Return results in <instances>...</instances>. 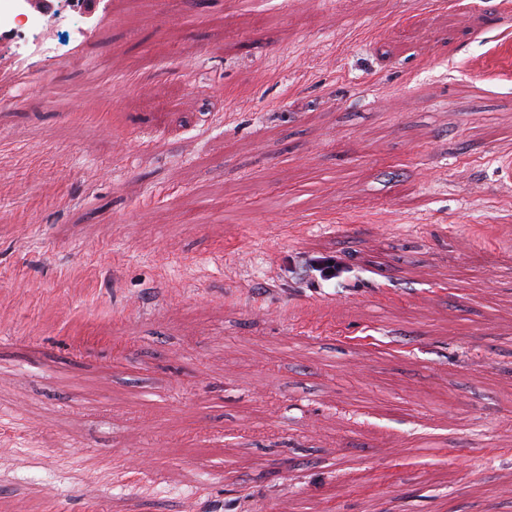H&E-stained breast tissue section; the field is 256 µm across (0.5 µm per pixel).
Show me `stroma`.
Instances as JSON below:
<instances>
[{"label": "stroma", "instance_id": "stroma-1", "mask_svg": "<svg viewBox=\"0 0 512 512\" xmlns=\"http://www.w3.org/2000/svg\"><path fill=\"white\" fill-rule=\"evenodd\" d=\"M40 32L0 40L10 512H512V0H101ZM332 251L337 286L276 275ZM221 107L222 102L216 101L207 109L200 112H167L163 116V124L166 125L170 131L182 128L188 121H191L197 126H204L209 121L211 112Z\"/></svg>", "mask_w": 512, "mask_h": 512}]
</instances>
